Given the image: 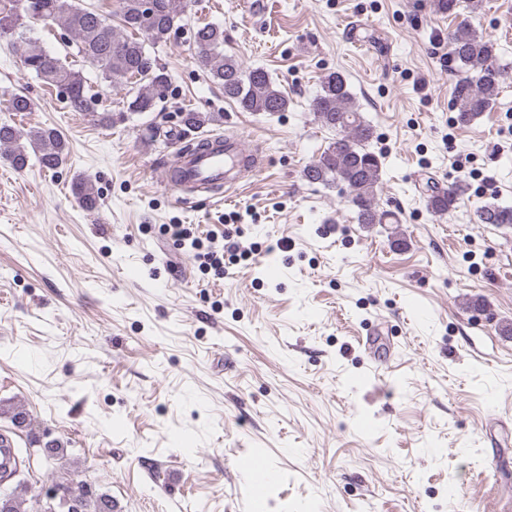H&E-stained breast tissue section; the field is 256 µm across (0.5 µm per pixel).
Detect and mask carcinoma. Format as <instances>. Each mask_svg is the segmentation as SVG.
<instances>
[{"instance_id":"carcinoma-1","label":"carcinoma","mask_w":512,"mask_h":512,"mask_svg":"<svg viewBox=\"0 0 512 512\" xmlns=\"http://www.w3.org/2000/svg\"><path fill=\"white\" fill-rule=\"evenodd\" d=\"M21 0H9V8H0V38L25 45L23 65L48 86L63 94L72 112L89 111L88 81L83 71L65 65L31 36L33 26L40 23L37 13L52 18L71 35L77 54L95 73L106 89L123 94L126 111L150 112L156 102L165 98L172 75L156 60L151 49L169 41L174 22L182 19L189 0H119V25L98 10L82 4V0H33L39 12L19 9ZM482 0H432L436 12L456 15L461 9L471 12L481 7ZM199 49L200 63L211 78L221 85L224 98L236 102L244 112L274 114L288 108V96L276 87L268 71L261 67L245 68L224 54V27L219 24L199 26L193 33ZM449 56L464 71L454 86L452 110L457 124L467 126L481 113L489 111L501 92L503 70L498 63L497 46L472 28L458 27L448 36ZM8 112H27L32 107L29 97L12 94L0 100ZM310 110L321 126L336 133L334 141L303 170L310 184H336L346 190L348 202L356 210L360 224H399L395 211L379 206L377 199L381 181V157L369 148L374 131L354 102L346 78L339 72L326 74L320 91L312 99ZM215 121L212 112L190 109L182 113L181 123L188 130L200 129ZM15 168L22 170L35 157L47 170L62 166L68 148L62 134L54 128L23 132L0 124V149ZM75 194L88 210L96 207L99 193L89 177L77 179ZM460 189L426 180L425 202L428 210L444 215L456 209ZM482 224L512 226V205L487 204L477 211ZM112 497L88 493L82 512H115ZM0 512H36L17 490L0 493Z\"/></svg>"}]
</instances>
